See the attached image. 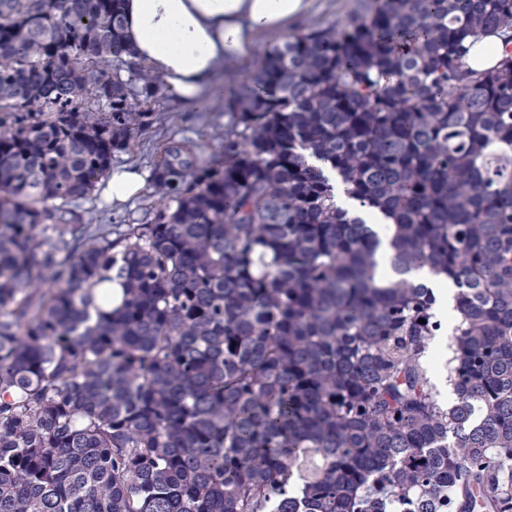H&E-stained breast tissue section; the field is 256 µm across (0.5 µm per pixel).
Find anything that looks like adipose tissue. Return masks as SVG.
I'll return each instance as SVG.
<instances>
[{"label":"adipose tissue","mask_w":512,"mask_h":512,"mask_svg":"<svg viewBox=\"0 0 512 512\" xmlns=\"http://www.w3.org/2000/svg\"><path fill=\"white\" fill-rule=\"evenodd\" d=\"M314 0H122L133 61L181 100L212 89L224 65L249 61L261 37L310 16Z\"/></svg>","instance_id":"obj_1"}]
</instances>
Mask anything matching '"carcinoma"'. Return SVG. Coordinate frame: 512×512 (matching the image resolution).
<instances>
[{
  "label": "carcinoma",
  "instance_id": "cac0c4a2",
  "mask_svg": "<svg viewBox=\"0 0 512 512\" xmlns=\"http://www.w3.org/2000/svg\"><path fill=\"white\" fill-rule=\"evenodd\" d=\"M54 2L0 0V512H512V0L301 28L113 226L73 206L159 80ZM503 51V44L497 37H486L472 46L467 62L473 68H490L501 58Z\"/></svg>",
  "mask_w": 512,
  "mask_h": 512
}]
</instances>
